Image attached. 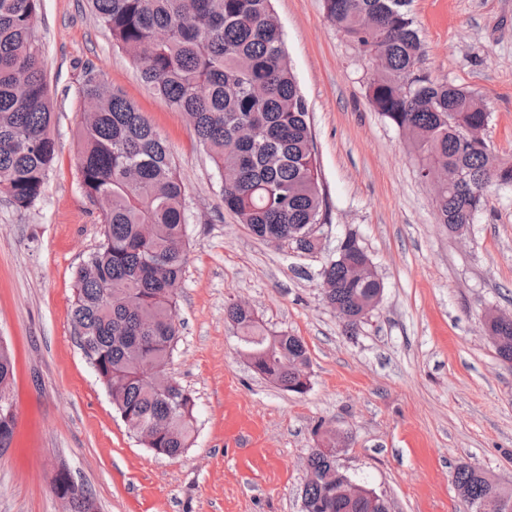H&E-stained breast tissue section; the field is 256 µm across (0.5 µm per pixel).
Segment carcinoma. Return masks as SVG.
<instances>
[{
	"label": "carcinoma",
	"instance_id": "obj_1",
	"mask_svg": "<svg viewBox=\"0 0 512 512\" xmlns=\"http://www.w3.org/2000/svg\"><path fill=\"white\" fill-rule=\"evenodd\" d=\"M41 0H0V194L19 209L40 198L56 154L52 105L41 60ZM113 43L136 63L154 92L191 125L224 180V209L259 240L312 252L309 239L324 199L307 105L285 48L271 0H89ZM407 0H324L328 19L367 61L374 109L405 137L419 172L436 163L463 178L437 187L438 223L462 233L492 185H512V159L465 142L468 125H488V104L474 92L418 74L424 54ZM79 169L98 211L103 239L74 273L71 326L79 348L130 427L160 426L147 447L175 459L189 447L195 401L168 375L180 323L176 304L188 261L186 191L167 141L125 94L90 66L82 75ZM247 123L253 135L236 137ZM323 300L346 314L354 330L379 294L376 281L353 276L335 259L321 271ZM239 328L254 371L300 393L295 368L308 364L297 336L268 334L250 309L225 310ZM500 358L512 363V323L489 316ZM161 367L150 382L143 367ZM14 377L0 345V385ZM302 492L312 512H387L377 496H336V462L317 450L308 458ZM452 481L467 512H506L508 491L479 468L463 464ZM72 512H96L80 488Z\"/></svg>",
	"mask_w": 512,
	"mask_h": 512
}]
</instances>
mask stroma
<instances>
[{"mask_svg":"<svg viewBox=\"0 0 512 512\" xmlns=\"http://www.w3.org/2000/svg\"><path fill=\"white\" fill-rule=\"evenodd\" d=\"M303 94L325 196L321 252L255 238L224 208V181L182 112L155 96L87 0H42V60L56 156L43 193L0 196V343L15 356V432L0 449V512H64L66 467L98 512H301L317 425L345 438L337 463L391 512H465L460 464L512 489V365L484 332L512 314V186L487 191L463 236L435 220L433 193L404 136L366 97L370 70L323 0H272ZM422 74L489 104L486 138L512 158V0H410ZM136 103L170 143L187 191L189 261L169 374L195 400L192 444L154 455L112 406L69 318L73 274L102 240L78 165L82 69ZM356 234L384 283L346 333L320 270ZM245 301L272 332L300 337L310 387L281 389L246 362L225 317Z\"/></svg>","mask_w":512,"mask_h":512,"instance_id":"stroma-1","label":"stroma"}]
</instances>
